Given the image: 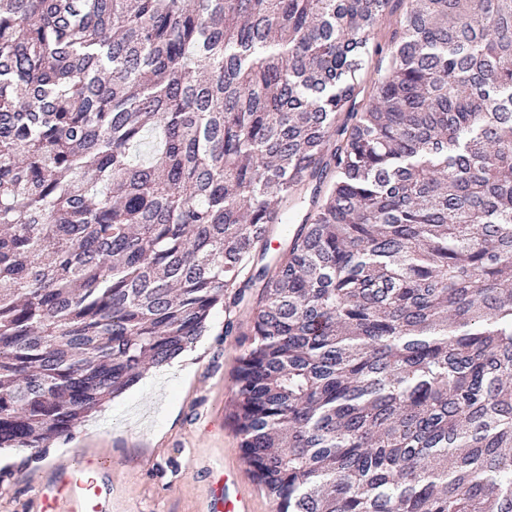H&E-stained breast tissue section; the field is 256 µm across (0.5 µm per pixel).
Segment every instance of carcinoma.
Wrapping results in <instances>:
<instances>
[{"mask_svg": "<svg viewBox=\"0 0 512 512\" xmlns=\"http://www.w3.org/2000/svg\"><path fill=\"white\" fill-rule=\"evenodd\" d=\"M390 2L0 0V448L257 288L275 512H512V0H411L357 112Z\"/></svg>", "mask_w": 512, "mask_h": 512, "instance_id": "carcinoma-1", "label": "carcinoma"}]
</instances>
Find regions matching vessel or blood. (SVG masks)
<instances>
[{
  "mask_svg": "<svg viewBox=\"0 0 512 512\" xmlns=\"http://www.w3.org/2000/svg\"><path fill=\"white\" fill-rule=\"evenodd\" d=\"M223 479V486L212 490L207 512H254L252 499L235 491L233 474ZM37 493L41 512H58L62 501L67 512H112V466L98 461L81 470L54 468L51 481L38 484Z\"/></svg>",
  "mask_w": 512,
  "mask_h": 512,
  "instance_id": "1",
  "label": "vessel or blood"
}]
</instances>
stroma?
<instances>
[{"label": "stroma", "instance_id": "obj_1", "mask_svg": "<svg viewBox=\"0 0 512 512\" xmlns=\"http://www.w3.org/2000/svg\"><path fill=\"white\" fill-rule=\"evenodd\" d=\"M409 7L410 0H393L377 22L357 103L368 101L386 71L392 38ZM228 319L235 335L224 333ZM250 325L248 306L229 314L215 307L205 335L185 352L195 367L191 379L173 370L151 384L139 381L40 453L8 450L7 461L0 462V512H40L38 477H50L59 463L88 461L93 452L115 464L112 497L124 512H206L216 472L224 467L236 473L238 492L252 495L256 512H270V499L249 474L228 420L241 353L237 336Z\"/></svg>", "mask_w": 512, "mask_h": 512}]
</instances>
